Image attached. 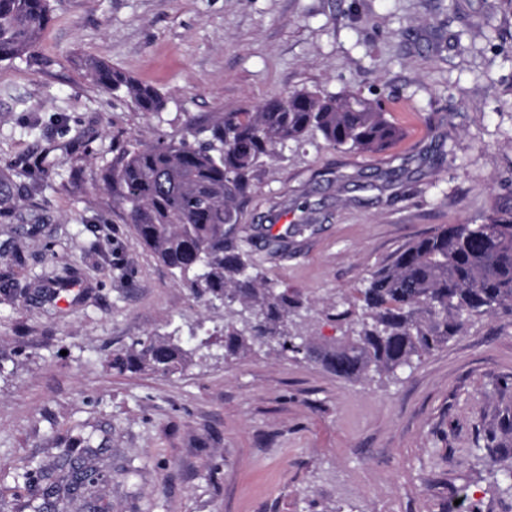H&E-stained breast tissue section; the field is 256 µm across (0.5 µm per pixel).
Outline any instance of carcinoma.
I'll use <instances>...</instances> for the list:
<instances>
[{"mask_svg": "<svg viewBox=\"0 0 512 512\" xmlns=\"http://www.w3.org/2000/svg\"><path fill=\"white\" fill-rule=\"evenodd\" d=\"M53 18L52 0H0V61L37 52ZM90 78L106 93L158 113L166 99L155 87L95 58ZM194 142L159 138L127 144L106 178L136 243L154 253L185 287L224 305V358L252 346L309 353L322 368L350 380L366 372L393 374L448 344L472 319L512 316V206L479 224H448L406 246L360 289L361 312L332 302L327 317L347 322L346 334L319 344L293 329L302 305L288 289L254 272L241 242L240 202L277 150L310 132L333 148L387 149L402 135L380 107L361 97L301 90L256 112H220L206 125L188 117ZM192 352L175 338L139 339L115 355L120 372L182 370ZM64 464L46 473L42 502L31 512H64L73 496H93L112 475L93 448L62 450Z\"/></svg>", "mask_w": 512, "mask_h": 512, "instance_id": "cac0c4a2", "label": "carcinoma"}]
</instances>
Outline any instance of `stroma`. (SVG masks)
Segmentation results:
<instances>
[{"instance_id":"stroma-1","label":"stroma","mask_w":512,"mask_h":512,"mask_svg":"<svg viewBox=\"0 0 512 512\" xmlns=\"http://www.w3.org/2000/svg\"><path fill=\"white\" fill-rule=\"evenodd\" d=\"M38 60L0 62V512L36 496L21 461L74 441L112 480L98 512H503L512 464V316H485L396 374L345 380L266 349L225 359L208 306L138 245L104 179L133 139L256 111L298 90L379 103L403 137L377 154L311 134L253 180L244 248L299 292L298 327L411 240L512 201V5L486 0H57ZM96 57L167 98L105 94ZM178 332L190 365L118 372ZM496 447L489 456L488 447Z\"/></svg>"}]
</instances>
